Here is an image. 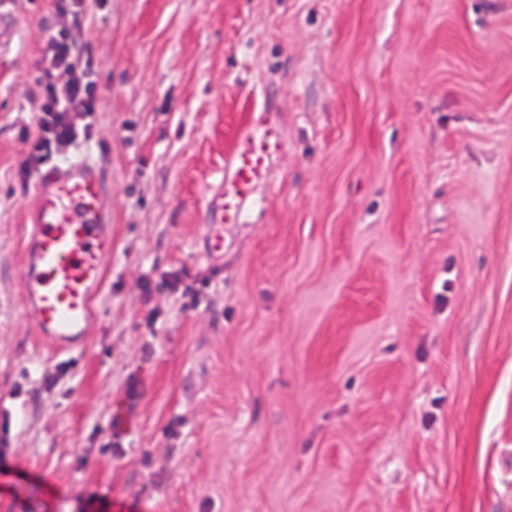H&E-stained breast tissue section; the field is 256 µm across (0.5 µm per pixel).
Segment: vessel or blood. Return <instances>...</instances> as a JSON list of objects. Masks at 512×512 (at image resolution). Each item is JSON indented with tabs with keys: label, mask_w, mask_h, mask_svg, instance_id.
<instances>
[{
	"label": "vessel or blood",
	"mask_w": 512,
	"mask_h": 512,
	"mask_svg": "<svg viewBox=\"0 0 512 512\" xmlns=\"http://www.w3.org/2000/svg\"><path fill=\"white\" fill-rule=\"evenodd\" d=\"M280 129L253 119L224 159V181L208 207L212 224H237L254 185L267 178L268 161L283 152ZM36 208L21 272L23 316L55 354L86 347L93 299L102 287L103 262L112 252L109 185L99 162L53 163L33 185Z\"/></svg>",
	"instance_id": "obj_1"
}]
</instances>
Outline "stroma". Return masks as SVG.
I'll use <instances>...</instances> for the list:
<instances>
[{"label": "stroma", "mask_w": 512, "mask_h": 512, "mask_svg": "<svg viewBox=\"0 0 512 512\" xmlns=\"http://www.w3.org/2000/svg\"><path fill=\"white\" fill-rule=\"evenodd\" d=\"M0 11V512H512V0ZM78 23L106 98L62 156L101 158L112 253L58 356L21 164ZM253 117L286 149L206 225Z\"/></svg>", "instance_id": "obj_1"}]
</instances>
